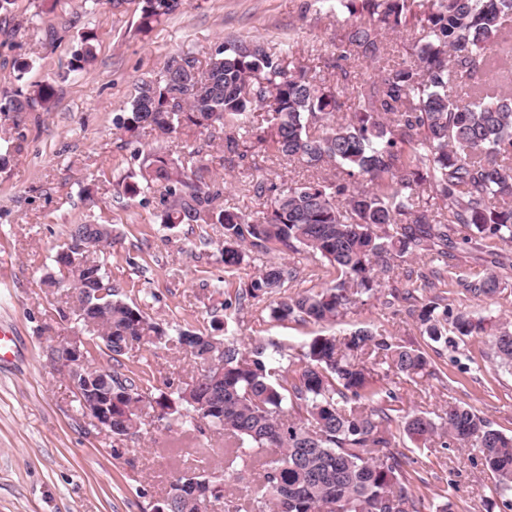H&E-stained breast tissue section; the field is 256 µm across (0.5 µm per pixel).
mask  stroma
Wrapping results in <instances>:
<instances>
[{"label": "stroma", "mask_w": 512, "mask_h": 512, "mask_svg": "<svg viewBox=\"0 0 512 512\" xmlns=\"http://www.w3.org/2000/svg\"><path fill=\"white\" fill-rule=\"evenodd\" d=\"M354 21L334 0H183L179 10L138 29L137 0L113 9L110 0H14L0 13V97L51 83L56 102L48 112L0 113V330L12 339L0 361V512H152L170 485L186 472L224 463V439H210L207 461L195 453L181 417L158 420L144 409L136 435L115 441L79 408L62 371L50 363L51 349L66 343L78 326L61 320L70 291L42 283L72 225L95 219L111 225L112 245L99 256L118 296L138 306L168 330H200L233 339L241 349L254 342L281 347L289 371L302 366V346L313 336L344 339L361 326L385 329L398 343L427 347L406 302L394 292L421 298L440 293L454 309L477 316H512V277L490 298L466 293L459 282L432 290L420 279L384 280L375 296L333 323L278 322L269 297L236 301L262 264L251 253L234 270L224 267V229L218 224L163 227L158 196L124 195L121 182L138 170V152L161 145L146 132L122 136L115 121L126 111L135 83L157 74L171 54L206 59L221 44L256 38L281 65L301 62L339 92L344 114L354 111L357 86L378 80L407 61L409 33L384 32L383 59L372 64L343 54L337 44ZM96 36L97 55L87 70L71 69L81 34ZM29 61L16 80L15 60ZM351 74L343 83L341 71ZM167 149L200 152L206 181L224 186L227 206L261 211L248 182L264 178L291 183L312 179L301 164L272 157L259 147L245 157L224 152V134L208 130ZM436 373L410 382L392 375L394 391L408 411L442 414L448 405L470 406L492 426L512 434V373L497 367L487 337L458 346L437 344ZM92 366L124 375L147 373L159 390H186L200 367L173 346L144 345L113 361L97 349ZM406 469L417 478L425 504L447 489L453 512H484L490 481L477 450L416 447L396 439Z\"/></svg>", "instance_id": "1"}]
</instances>
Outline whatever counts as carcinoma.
Instances as JSON below:
<instances>
[{
	"label": "carcinoma",
	"mask_w": 512,
	"mask_h": 512,
	"mask_svg": "<svg viewBox=\"0 0 512 512\" xmlns=\"http://www.w3.org/2000/svg\"><path fill=\"white\" fill-rule=\"evenodd\" d=\"M181 2L139 0V26L151 28ZM423 6V0H336V7L361 15L340 42L372 63L383 52L375 24L417 28L410 63L361 86L358 112L348 121L336 118L341 103L323 78L300 63L283 68L253 40L228 42L203 62L190 53L169 56L158 74L139 80L116 121L131 136L150 128L188 137L216 127L226 131L230 154L245 156L253 139L265 153L309 169L334 165L332 177L280 185L251 181L266 206L255 219L224 204V188L203 181L194 157L150 151L134 180L123 185L125 193L158 188L160 223L169 228L222 225L227 269L242 264L247 246L265 255L290 251L320 260L331 286L277 301L271 317L278 322L336 321L359 296L381 287L380 276L392 277L394 260L405 256L428 259L420 278L434 288L451 275L450 248L485 252L495 271L466 290L497 293L512 271V258L495 250L497 242L512 243V95L503 90L512 79V31L505 26L512 0ZM95 59V35L85 32L72 70ZM450 83L460 88L455 97L448 95ZM54 96L52 84H36L0 101V112H48ZM264 106L270 113L262 128L255 112ZM424 185L429 200L422 198ZM88 239L86 248L94 253L112 246V226L92 220L73 225L54 256L55 273L46 277L51 286L74 290L76 321L96 323L93 332L114 358L135 343H170L203 362L214 337L190 330L169 336L112 292L102 263L88 258L72 267L70 255L84 256L78 247ZM297 274V267L270 259L236 298L273 294ZM409 315L433 342L450 331L461 341L488 336L491 356L512 370L511 321L491 324L455 313L440 296L414 300ZM222 345L223 379L202 374L192 400L161 392L156 404L165 415L194 413L187 427L200 455L209 452L208 432L222 431L225 469L261 468L255 512H422L424 499L395 451V429L423 443L437 438L443 448L478 449L492 483L486 512L500 504L512 509V436L459 404L448 405L436 420L410 414L397 406L393 391L378 385L383 367L412 382L435 374L427 351L395 343L377 329L359 328L342 344L317 335L303 347L302 371L291 377L261 344L246 352L234 340ZM80 387L112 402V424L104 428L114 436L130 434L138 420L133 403L152 396L134 378L120 386L112 371L95 367ZM206 498L220 512H241L205 471L177 479L161 507L203 512Z\"/></svg>",
	"instance_id": "carcinoma-1"
}]
</instances>
